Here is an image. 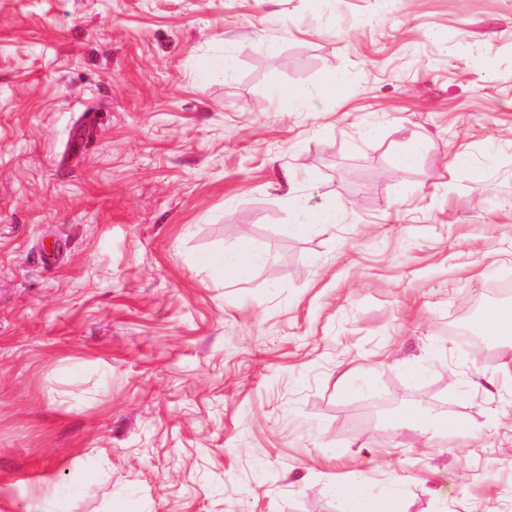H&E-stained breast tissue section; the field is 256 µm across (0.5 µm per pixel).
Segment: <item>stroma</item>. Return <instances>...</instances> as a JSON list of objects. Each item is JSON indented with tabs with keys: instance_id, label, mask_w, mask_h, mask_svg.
Wrapping results in <instances>:
<instances>
[{
	"instance_id": "1",
	"label": "stroma",
	"mask_w": 512,
	"mask_h": 512,
	"mask_svg": "<svg viewBox=\"0 0 512 512\" xmlns=\"http://www.w3.org/2000/svg\"><path fill=\"white\" fill-rule=\"evenodd\" d=\"M504 272L512 0H0V512H512ZM257 260L249 241L245 238L239 247L230 253H225L224 258H218L216 262L224 265L225 273L243 277L246 275L253 263ZM507 320L504 316V309L483 308L478 310L472 318V322L479 332L485 336H509L512 334V313ZM408 418L416 419V426L420 428L439 430L441 432H445L446 435L447 432L448 435L455 434V432L462 427L461 422L452 418H448L447 416L441 417L437 415L424 414L421 417H419L415 411L409 414L406 413L405 417L396 415L393 417V420L397 424L401 425ZM334 493L338 512H405L398 493L379 499L371 494L364 482L336 485Z\"/></svg>"
}]
</instances>
